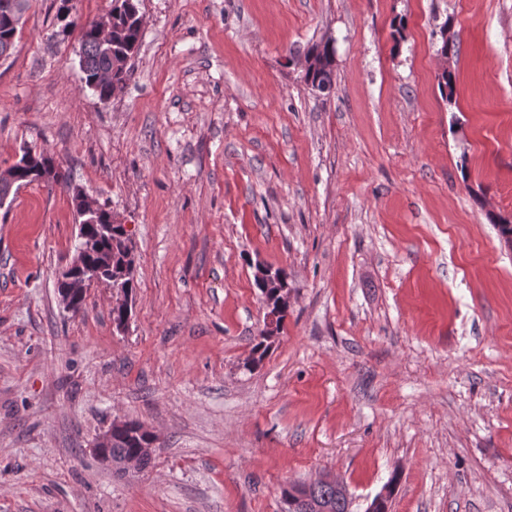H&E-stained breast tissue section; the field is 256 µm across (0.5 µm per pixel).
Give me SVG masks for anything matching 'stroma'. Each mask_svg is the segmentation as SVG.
Returning <instances> with one entry per match:
<instances>
[{"instance_id": "obj_1", "label": "stroma", "mask_w": 512, "mask_h": 512, "mask_svg": "<svg viewBox=\"0 0 512 512\" xmlns=\"http://www.w3.org/2000/svg\"><path fill=\"white\" fill-rule=\"evenodd\" d=\"M32 0L0 58V171L30 145L126 224L128 330L79 316L71 192L0 207V512H285L328 475L353 512H512V0H141L133 75L100 103L80 23ZM458 32L453 101L437 86ZM332 40L334 88L303 79ZM288 315L257 369V266ZM160 438L139 473L93 446Z\"/></svg>"}]
</instances>
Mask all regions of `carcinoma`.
<instances>
[{
	"instance_id": "1",
	"label": "carcinoma",
	"mask_w": 512,
	"mask_h": 512,
	"mask_svg": "<svg viewBox=\"0 0 512 512\" xmlns=\"http://www.w3.org/2000/svg\"><path fill=\"white\" fill-rule=\"evenodd\" d=\"M30 6V0H0V57L13 48L23 14ZM139 0H112V41L103 45L98 39L94 22L86 23L81 32V69L85 86L93 89L100 102L112 98V93L124 85L130 77L129 61L134 56L142 35L140 25ZM307 56L314 57L319 65L308 70L304 82L312 89L330 90L333 88L334 51L331 41L313 45ZM438 85L446 101L453 100L456 88L455 71H446L438 76ZM19 161L25 162L17 180L0 179V206L10 197L13 188L31 183H44L47 186L58 185L71 188V177L67 169L55 156L42 150L34 151L28 147L22 149ZM73 189V188H71ZM84 193L73 189V201L77 202ZM124 233L119 227L110 234H99L96 252L90 257L92 263L108 262L109 269L102 272L101 280L108 283L122 273L126 257ZM267 278H255L267 308L279 314L278 322H283L288 312V304L280 301L276 289L266 287V280L278 281L288 285V276L281 270L265 269ZM139 438L132 430H112V455H130L136 451ZM308 498L319 506L316 512H351L352 500L346 498L331 483H319L309 490Z\"/></svg>"
}]
</instances>
